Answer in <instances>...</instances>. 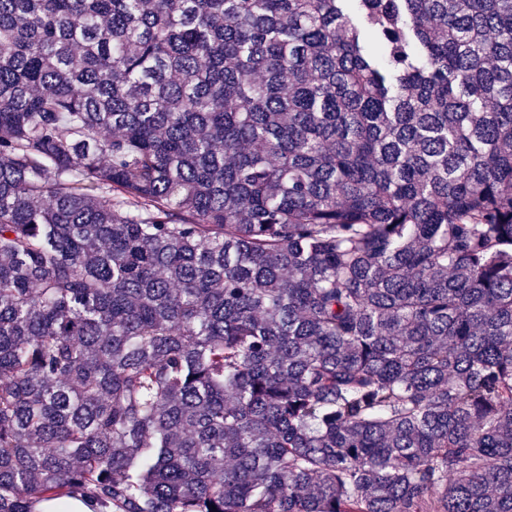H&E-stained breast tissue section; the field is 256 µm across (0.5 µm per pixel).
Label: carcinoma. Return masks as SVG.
I'll return each mask as SVG.
<instances>
[{
    "label": "carcinoma",
    "mask_w": 512,
    "mask_h": 512,
    "mask_svg": "<svg viewBox=\"0 0 512 512\" xmlns=\"http://www.w3.org/2000/svg\"><path fill=\"white\" fill-rule=\"evenodd\" d=\"M512 512V0H0V512ZM95 502L81 495L60 500L40 499L34 504V512H96Z\"/></svg>",
    "instance_id": "1"
}]
</instances>
